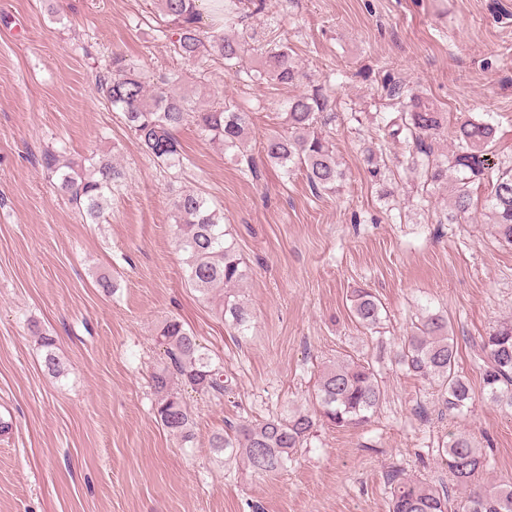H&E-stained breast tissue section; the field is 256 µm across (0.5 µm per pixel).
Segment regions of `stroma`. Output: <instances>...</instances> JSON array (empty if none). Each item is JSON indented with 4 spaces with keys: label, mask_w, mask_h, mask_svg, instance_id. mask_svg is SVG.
<instances>
[{
    "label": "stroma",
    "mask_w": 512,
    "mask_h": 512,
    "mask_svg": "<svg viewBox=\"0 0 512 512\" xmlns=\"http://www.w3.org/2000/svg\"><path fill=\"white\" fill-rule=\"evenodd\" d=\"M266 3L261 23L336 90L339 192L315 194L303 174L265 158L289 89L242 85L216 56L175 57L154 0H0V421L12 425L0 435V512H388L390 475L447 482L438 450L458 428L493 455L486 480L512 482V411L483 395L478 350L512 318V245L481 210L443 223L447 190L417 187L380 119L382 83L399 77L449 125L492 122L489 162L512 164V0ZM115 52L172 85H197L201 105L248 112L246 157L188 125L182 166L155 164L96 90ZM370 149L385 154L382 178L369 173ZM48 150L78 162L108 156L125 172L100 223L44 172ZM186 190L223 211L248 266L245 334L184 281L171 212ZM99 273L112 293L97 288ZM356 288L384 306L377 334L350 317ZM426 310L447 316L457 338L475 393L465 416L442 415L429 382L396 363ZM170 318L223 361L232 383L219 402L184 391L196 422L187 445L156 419L150 388L165 360L153 338ZM38 330L55 338L62 377L47 374ZM363 357L386 388L369 423L319 427L280 473L217 462L214 432L311 408L326 364Z\"/></svg>",
    "instance_id": "1"
}]
</instances>
